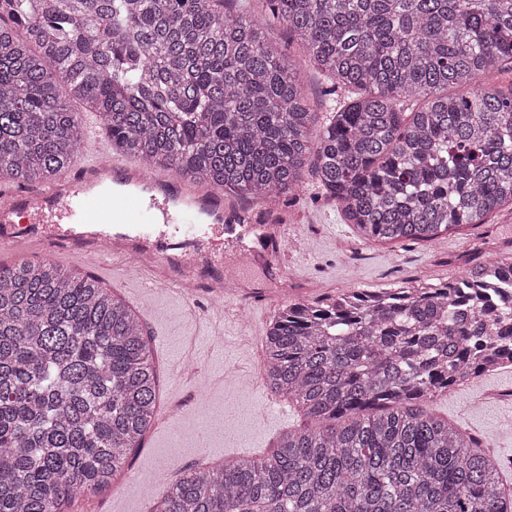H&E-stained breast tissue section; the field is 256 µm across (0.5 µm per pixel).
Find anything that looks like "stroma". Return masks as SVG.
I'll return each mask as SVG.
<instances>
[{"mask_svg":"<svg viewBox=\"0 0 512 512\" xmlns=\"http://www.w3.org/2000/svg\"><path fill=\"white\" fill-rule=\"evenodd\" d=\"M275 206L288 214V256L252 266L242 296L215 298L214 276L203 267L194 271L198 286L190 296L151 287L149 268L123 278L130 259L119 251L101 266L57 243L0 253L2 265L47 261L92 277L134 308L153 346L161 403L174 410L165 428L146 435L112 486L80 495L67 512H151L154 497L183 471L270 455L282 433L306 425L297 408L278 414L260 365L266 328L286 302L317 301L346 288H394L416 278L436 283L459 275L474 256L512 251V205L486 223L400 244L359 237L311 178L296 202ZM431 410L482 440L512 493V368L451 388ZM201 434L209 435V447L196 446Z\"/></svg>","mask_w":512,"mask_h":512,"instance_id":"stroma-1","label":"stroma"}]
</instances>
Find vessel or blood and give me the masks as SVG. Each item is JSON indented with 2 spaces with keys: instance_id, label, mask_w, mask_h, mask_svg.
<instances>
[{
  "instance_id": "obj_1",
  "label": "vessel or blood",
  "mask_w": 512,
  "mask_h": 512,
  "mask_svg": "<svg viewBox=\"0 0 512 512\" xmlns=\"http://www.w3.org/2000/svg\"><path fill=\"white\" fill-rule=\"evenodd\" d=\"M236 213V207L225 203L223 191L115 160L109 145L98 139L84 143L74 169L62 170L43 188L17 190L0 184V240L9 248L23 240H45L47 224L66 225L72 238L88 227L96 240L120 237L164 261L165 283L180 293L185 290V265L176 261L175 251L198 237L226 232ZM19 219L26 223L20 235L12 230ZM240 233L268 239V252L277 254L288 236V218L272 208L264 223L241 225Z\"/></svg>"
}]
</instances>
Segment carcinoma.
Here are the masks:
<instances>
[{
  "label": "carcinoma",
  "mask_w": 512,
  "mask_h": 512,
  "mask_svg": "<svg viewBox=\"0 0 512 512\" xmlns=\"http://www.w3.org/2000/svg\"><path fill=\"white\" fill-rule=\"evenodd\" d=\"M265 2L259 18L244 0H0V179L68 166L84 111L112 152L243 199L294 195L309 171L366 240L430 241L512 204V90L488 85L512 69V0ZM264 344L271 392L314 426L182 474L152 512H512L481 440L428 408L512 367V254L290 301ZM159 400L123 299L50 262L0 265V512L105 488Z\"/></svg>",
  "instance_id": "cac0c4a2"
}]
</instances>
